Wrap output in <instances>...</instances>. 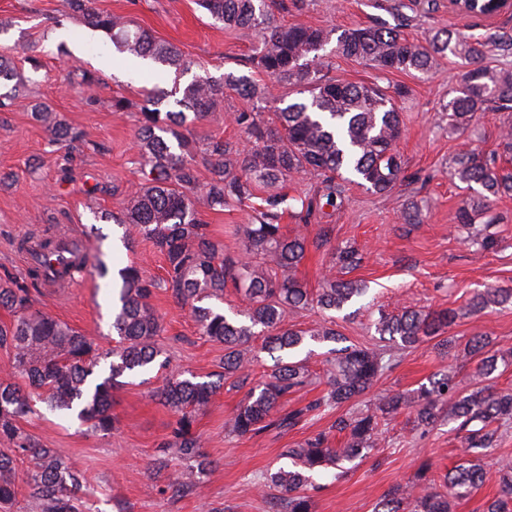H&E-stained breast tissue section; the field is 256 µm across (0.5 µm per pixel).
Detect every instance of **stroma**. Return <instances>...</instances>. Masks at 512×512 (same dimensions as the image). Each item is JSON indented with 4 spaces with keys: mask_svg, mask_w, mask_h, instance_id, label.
<instances>
[{
    "mask_svg": "<svg viewBox=\"0 0 512 512\" xmlns=\"http://www.w3.org/2000/svg\"><path fill=\"white\" fill-rule=\"evenodd\" d=\"M95 5L180 49L189 64L179 77L182 82L196 75L219 78L228 70L251 71L250 37L214 23L196 0H95ZM278 17L287 24L328 28L397 17L417 43L448 28L477 37L512 35V14L494 19L461 16L449 11L448 0H306L303 9L284 10ZM32 56L39 59V70L31 69L28 59ZM0 57L12 61L24 78L23 85L0 89L12 98L8 107L0 109V277L23 275L26 262L21 241L48 228L72 233L91 230L94 252L109 266L134 264L153 278L164 277L163 254L142 239L124 246L114 219L123 207L119 188L141 179L135 136L143 95L152 89L171 90L177 77L147 60L135 65L133 57L117 52L109 36L91 33L72 14L67 0H0ZM76 66L94 73L95 81L71 82ZM329 75L349 82L384 86L392 81L408 86V97L397 103L405 123L399 149L408 178L385 195L345 185L341 209L313 216V223L327 229L328 241L309 248L297 278L309 289L318 288L335 248L352 244L362 248L364 259L349 277L364 281L369 293L356 315L344 310L336 314V329L348 342L374 346L378 336L373 321L378 310L395 313L409 306L457 310L460 317L451 329L457 344L485 333L512 347L511 306L486 313L467 311L477 290L512 284V198L499 199L494 205L500 221L487 229L496 241L494 248L479 249L466 243L464 232L455 225L454 214L468 191L448 174L455 155L496 150L505 114L489 112L466 132H449L440 109L448 100L449 88L458 85L462 75L451 57L442 59L425 78L387 77L342 59L336 60ZM116 98L126 100L124 111L113 108ZM38 102L82 133L77 150L50 142L45 123L32 116V106ZM248 107L245 99L227 93L223 111L191 125L187 136L199 146L213 138L239 141L241 133L229 115ZM409 200L421 207V223L403 220V205ZM196 208L225 252L236 251L239 244L231 231L234 225L247 223V209L234 204L213 211L201 202ZM33 300L45 313L96 337L103 348L113 346L112 291L104 280L82 275L65 288L37 289ZM151 303L163 324L158 343L170 368L192 373L201 381L211 380L224 356L223 346L201 336L189 310L165 290H156ZM328 350V344L312 342L307 350L298 351V358L307 359L315 382L289 395V407L307 405L324 394ZM446 370L455 373L460 386L469 384L468 370L426 342L402 352L372 392L409 393ZM164 377V371L153 370L143 377L126 378L114 390L112 412L118 424L106 436L45 411L22 421L26 433L60 449L84 473V501L90 512H273L277 492L260 481L280 465L282 449L321 431L332 444L343 439L334 428L340 414L336 408L312 412L285 433L270 429L252 437H229L224 423L245 392L224 386L196 422L216 468L200 495L171 497L163 491L165 471L154 466L159 447L169 440L176 421L175 414L154 396ZM459 446L455 422L423 436L405 417H397L386 426L378 449L349 463L343 478L322 476L308 488L312 512H374L391 486L414 481L422 462L431 463L430 477H443L456 465ZM506 456L512 458V427L484 460L485 484L460 501L455 512H476L484 501L497 496L496 463Z\"/></svg>",
    "mask_w": 512,
    "mask_h": 512,
    "instance_id": "35a3bbf8",
    "label": "stroma"
}]
</instances>
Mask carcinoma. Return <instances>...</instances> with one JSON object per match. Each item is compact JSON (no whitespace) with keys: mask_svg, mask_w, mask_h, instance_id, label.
<instances>
[{"mask_svg":"<svg viewBox=\"0 0 512 512\" xmlns=\"http://www.w3.org/2000/svg\"><path fill=\"white\" fill-rule=\"evenodd\" d=\"M210 16L228 27L255 36L250 62L256 72L273 83L293 89L302 100L285 103L272 99L267 83L252 75L232 72L215 79L197 76L182 90L176 103L200 121L224 107V94L235 92L253 107L236 112L240 142L213 139L206 143L201 159L208 172L200 181L191 142L182 132L188 122L184 112H157L160 98L147 96L140 110L136 149L141 182L124 190V207L117 224L123 228L124 244L136 238L152 241L164 254L166 276L153 280L135 265L117 270L112 331L118 346L103 351L94 338L53 316L34 308L30 287L42 283L55 268L70 272L81 261L53 237L36 238L33 263L21 279L0 280V307L10 320L0 322V349L10 351L6 377L0 380V512H12L16 500V458L27 461L26 489L32 512H78L85 495L84 476L67 463L62 452L36 440L20 427V421L42 402L53 412L74 414L79 425L108 435L116 424L112 414V391L120 378L145 372L156 365L162 350L160 317L151 304L154 291L164 288L175 301L190 309L201 335L224 345L222 372L215 381H198L181 371L173 372L156 393L157 399L176 415L172 439L162 446L159 467L166 452L176 451L183 464L171 472L165 491L176 498L199 494L214 470L196 432V417L205 412L224 381L248 387L251 366L261 353L272 360L266 380L249 387L234 415L224 423L230 437L257 435L268 428L293 429L308 408L286 411L288 393L312 382L305 361H291V352L305 340L334 342L326 373L327 391L315 403L340 407L373 387L397 362L398 352L424 341L453 355L463 367L472 364V383L461 389L448 373L434 375L411 394H380L375 402L336 418V431L345 434L343 447L333 448L319 433L282 452L284 462L263 477L279 490V505L286 512H311L306 487L314 476L330 474L338 479L347 473L344 464L377 447L381 423L406 413L413 429L425 434L443 422H459L465 432L461 462L431 486L392 487L380 500L376 512H452L453 503L467 497L484 483L480 461L495 449L499 430L512 424V393H498L485 386L499 366L512 365V347H501L486 336L474 335L462 349L445 336L458 318L452 310L423 313L403 308L397 314L381 313L375 321L380 344L361 347L345 344L333 328L332 313L364 297L363 282L323 276L321 288L311 292L292 275L309 246L307 223L326 207L344 203L342 183L353 182L375 194L391 192L405 180L404 161L398 149L403 119L397 101L409 94L403 84L381 86L353 83L328 75L335 58L348 59L382 73L425 77L448 56L464 67L461 82L448 92L443 111L448 129L463 132L486 112H512V69L492 68L483 59L503 36L472 39L452 30L436 32L427 44L410 41L404 25L373 23L337 30L303 24L277 23L268 0H200ZM69 9L80 14L84 25L112 35L117 50L174 70H188L179 50L142 29L127 28L119 18L94 7V0H68ZM282 104L274 117H265L271 101ZM47 131L53 140L75 141L81 133L63 120ZM310 172L319 183L301 200L302 229L293 236L282 232L279 220L288 211V195L280 190L284 177ZM451 175L473 191L458 208L455 223L495 224V200L512 195V170L497 164V155L468 152L454 156ZM264 194L257 196L256 190ZM212 210L230 203L252 211L251 223L240 224L236 254H224L213 240L195 207L194 195ZM259 202H254V199ZM335 263L351 268L362 260L356 246L335 249ZM233 288L247 300L244 309L228 316L220 308L224 290ZM512 304L511 286H490L476 293L469 311L483 312ZM316 307L322 320L308 329L285 326L287 314ZM260 346H254L256 338ZM111 359L108 374L96 372L100 361ZM22 378V388L15 378ZM499 494L485 502L482 512H512V459L497 461Z\"/></svg>","mask_w":512,"mask_h":512,"instance_id":"cac0c4a2","label":"carcinoma"}]
</instances>
